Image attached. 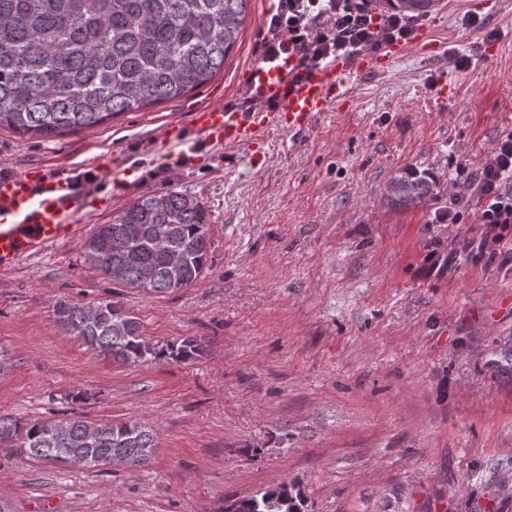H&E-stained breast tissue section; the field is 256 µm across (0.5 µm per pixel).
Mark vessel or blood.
Segmentation results:
<instances>
[{"mask_svg":"<svg viewBox=\"0 0 512 512\" xmlns=\"http://www.w3.org/2000/svg\"><path fill=\"white\" fill-rule=\"evenodd\" d=\"M351 63L336 60L310 67L284 57L249 72L254 103L236 112L220 105L194 115L193 134L204 146L245 147L259 152L273 128L299 135L311 129L337 98ZM100 197L80 192L74 180L46 168L0 175V271L74 237L79 212Z\"/></svg>","mask_w":512,"mask_h":512,"instance_id":"vessel-or-blood-1","label":"vessel or blood"}]
</instances>
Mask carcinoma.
Instances as JSON below:
<instances>
[{
	"instance_id": "carcinoma-1",
	"label": "carcinoma",
	"mask_w": 512,
	"mask_h": 512,
	"mask_svg": "<svg viewBox=\"0 0 512 512\" xmlns=\"http://www.w3.org/2000/svg\"><path fill=\"white\" fill-rule=\"evenodd\" d=\"M249 0H0V128L43 136L89 129L112 116L182 97L224 67ZM425 0H381L383 11L422 17ZM436 182L411 172L393 177L389 197L433 199ZM210 213L197 197L171 191L139 198L84 244L96 272L147 294L177 292L207 269ZM62 330L122 363L187 361L194 338L151 344L140 319L108 300L55 305ZM79 416L21 423L0 416V447L68 466L147 465L154 430ZM298 486L283 483L224 512H304Z\"/></svg>"
}]
</instances>
